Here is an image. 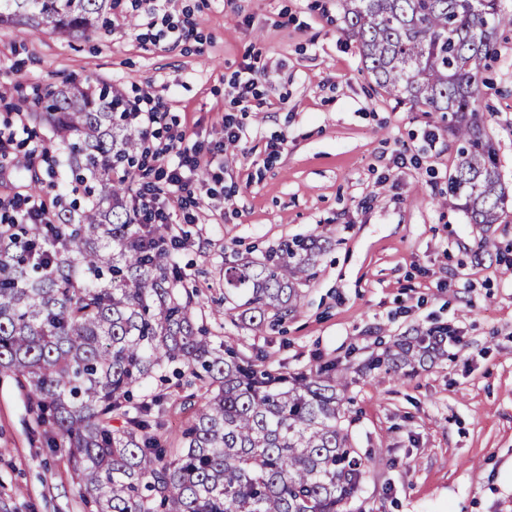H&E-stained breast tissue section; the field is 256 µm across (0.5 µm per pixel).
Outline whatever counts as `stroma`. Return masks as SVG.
I'll list each match as a JSON object with an SVG mask.
<instances>
[{
	"label": "stroma",
	"instance_id": "1",
	"mask_svg": "<svg viewBox=\"0 0 512 512\" xmlns=\"http://www.w3.org/2000/svg\"><path fill=\"white\" fill-rule=\"evenodd\" d=\"M251 71L244 104L237 84ZM484 78L485 133L512 194V27ZM66 81L158 102L157 146L182 131L206 150L225 114L242 125L223 167L191 181L194 222L170 214L187 234L178 263L198 291L195 316L217 340L294 373L361 365L419 331L459 336L412 374L352 375V444L381 460L353 512H512V197L496 224L454 207L453 137L436 114L376 89L337 0H169L150 16L141 0H117L111 26L87 40L0 26V123L23 113L52 141L26 104ZM316 236L332 246L286 323L254 331L225 315V263ZM0 512H92L8 374Z\"/></svg>",
	"mask_w": 512,
	"mask_h": 512
}]
</instances>
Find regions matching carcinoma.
Here are the masks:
<instances>
[{"label":"carcinoma","mask_w":512,"mask_h":512,"mask_svg":"<svg viewBox=\"0 0 512 512\" xmlns=\"http://www.w3.org/2000/svg\"><path fill=\"white\" fill-rule=\"evenodd\" d=\"M501 0H338L368 74L399 103L440 113L456 138L449 178L472 224H496L507 202L478 95L498 34ZM112 0H0V25L85 37ZM65 145L71 180L54 224H17L0 238V373L15 376L46 447L68 449L95 512H350L381 464L352 447L342 400L349 368L330 361L287 375L269 355L247 356L197 326L168 224L132 223V185L114 177L140 139L128 105L103 84L74 82L35 98ZM329 242H281L258 261L224 264V298L260 330L300 306ZM442 350L420 333L368 370L407 375ZM174 367L196 391L177 439L162 431Z\"/></svg>","instance_id":"cac0c4a2"}]
</instances>
